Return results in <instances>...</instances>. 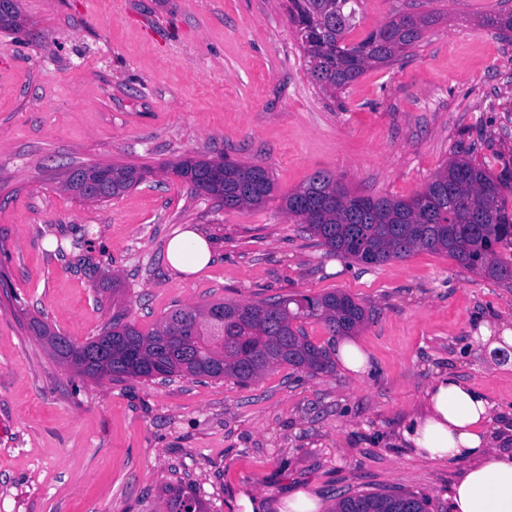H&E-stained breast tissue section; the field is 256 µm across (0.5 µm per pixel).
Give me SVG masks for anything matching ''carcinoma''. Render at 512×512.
<instances>
[{
    "label": "carcinoma",
    "instance_id": "cac0c4a2",
    "mask_svg": "<svg viewBox=\"0 0 512 512\" xmlns=\"http://www.w3.org/2000/svg\"><path fill=\"white\" fill-rule=\"evenodd\" d=\"M362 0H287L288 20L301 42L314 81L334 96L371 68L401 60L422 39L431 17L401 12L353 39ZM18 0H0V28L17 26ZM480 26L512 31V11L498 12ZM88 182L80 195L105 202L141 183L150 171L127 165L73 169ZM171 174L196 193L220 200L228 210L259 207L274 184L260 166L227 159L185 158ZM512 185V170L495 175L467 156L447 163L409 199L362 196L340 179L318 172L284 198L286 213L305 225L331 251L368 265L402 258L416 249L444 253L463 268L511 282L512 263L497 254L512 245V209L502 188ZM321 319L331 335L349 336L364 323L365 309L349 294L320 298L280 297L255 303L216 302L180 308L144 333L120 316L103 331L77 345L65 336L42 331L53 355L93 380L173 376L228 378L246 384L274 365L288 364L312 374L332 363L325 349L312 344L294 323ZM168 512H206L184 487L169 490ZM332 512H427V501L410 494L341 496Z\"/></svg>",
    "mask_w": 512,
    "mask_h": 512
}]
</instances>
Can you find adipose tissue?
Segmentation results:
<instances>
[{
  "label": "adipose tissue",
  "mask_w": 512,
  "mask_h": 512,
  "mask_svg": "<svg viewBox=\"0 0 512 512\" xmlns=\"http://www.w3.org/2000/svg\"><path fill=\"white\" fill-rule=\"evenodd\" d=\"M214 258L210 241L192 229L176 230L165 248L166 262L182 274ZM492 409L480 391L447 372L432 380L420 413L399 431L400 442L416 456L461 464L450 512H512V449H501Z\"/></svg>",
  "instance_id": "1"
}]
</instances>
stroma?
Returning a JSON list of instances; mask_svg holds the SVG:
<instances>
[{"label": "stroma", "instance_id": "obj_1", "mask_svg": "<svg viewBox=\"0 0 512 512\" xmlns=\"http://www.w3.org/2000/svg\"><path fill=\"white\" fill-rule=\"evenodd\" d=\"M0 30V512H167L185 486L209 512H268L297 491L414 494L449 512L455 464L397 439L436 372L451 371L512 428V354L480 325L512 322V288L417 250L364 265L322 246L282 208L315 172L353 192L407 199L456 155L512 167V32L480 27L501 0H363L360 32L412 11L433 18L390 67L341 101L312 81L284 0H20ZM187 156L263 167V206L227 210L169 168ZM85 164L147 167L103 203L62 188ZM213 241L185 276L173 232ZM366 310L353 339L370 368L288 365L240 385L173 377L85 380L38 336L83 344L113 314L141 331L175 308L318 297Z\"/></svg>", "mask_w": 512, "mask_h": 512}]
</instances>
